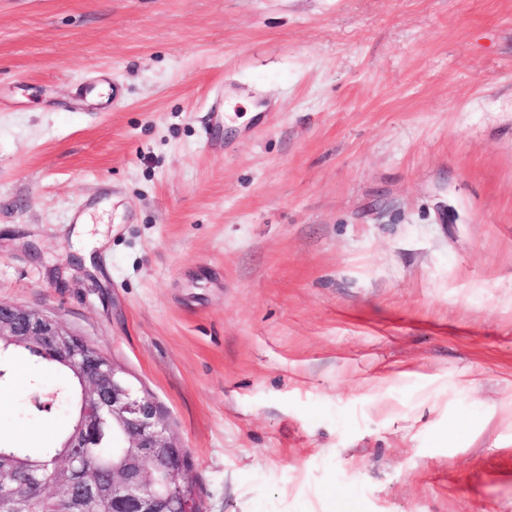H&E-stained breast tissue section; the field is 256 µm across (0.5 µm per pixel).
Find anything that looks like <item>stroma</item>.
Masks as SVG:
<instances>
[{
  "mask_svg": "<svg viewBox=\"0 0 512 512\" xmlns=\"http://www.w3.org/2000/svg\"><path fill=\"white\" fill-rule=\"evenodd\" d=\"M0 301L126 367L203 512H512V0H0Z\"/></svg>",
  "mask_w": 512,
  "mask_h": 512,
  "instance_id": "35a3bbf8",
  "label": "stroma"
}]
</instances>
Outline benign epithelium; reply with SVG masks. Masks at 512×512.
<instances>
[{
	"mask_svg": "<svg viewBox=\"0 0 512 512\" xmlns=\"http://www.w3.org/2000/svg\"><path fill=\"white\" fill-rule=\"evenodd\" d=\"M68 354L82 383L88 418L71 452L38 472L19 475L0 462V512H31L28 492L51 499L47 512H95L103 487L101 469L89 464L94 435L108 425L124 436L120 462L112 463V512H199L189 457L156 403L141 394L117 362L91 356V344L55 318L23 305L0 302V342Z\"/></svg>",
	"mask_w": 512,
	"mask_h": 512,
	"instance_id": "benign-epithelium-1",
	"label": "benign epithelium"
}]
</instances>
